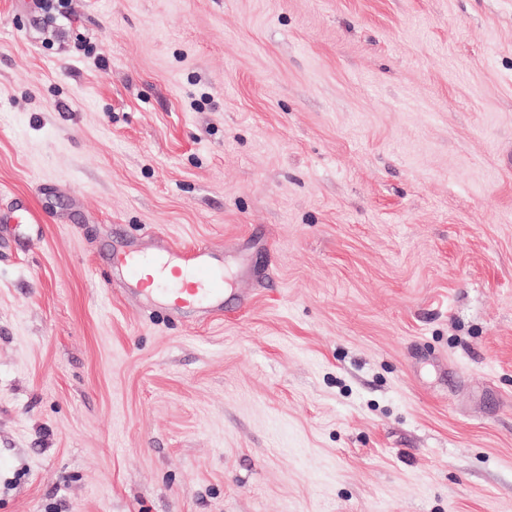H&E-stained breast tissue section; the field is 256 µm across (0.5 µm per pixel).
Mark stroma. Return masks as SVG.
Returning a JSON list of instances; mask_svg holds the SVG:
<instances>
[{
    "mask_svg": "<svg viewBox=\"0 0 512 512\" xmlns=\"http://www.w3.org/2000/svg\"><path fill=\"white\" fill-rule=\"evenodd\" d=\"M18 199L0 512H512V0H0ZM145 237L153 241L152 252L137 247L123 250L104 287L112 289V285H119L130 292H157L176 313L222 317L224 270L217 250L176 249L157 239L158 235L152 230H148ZM153 285L156 288H146Z\"/></svg>",
    "mask_w": 512,
    "mask_h": 512,
    "instance_id": "1",
    "label": "stroma"
}]
</instances>
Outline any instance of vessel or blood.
<instances>
[{
  "label": "vessel or blood",
  "mask_w": 512,
  "mask_h": 512,
  "mask_svg": "<svg viewBox=\"0 0 512 512\" xmlns=\"http://www.w3.org/2000/svg\"><path fill=\"white\" fill-rule=\"evenodd\" d=\"M153 245L149 253L137 247L123 250L105 287L142 293L152 286L176 313L222 317L224 271L216 250L176 249L161 239Z\"/></svg>",
  "instance_id": "vessel-or-blood-1"
}]
</instances>
